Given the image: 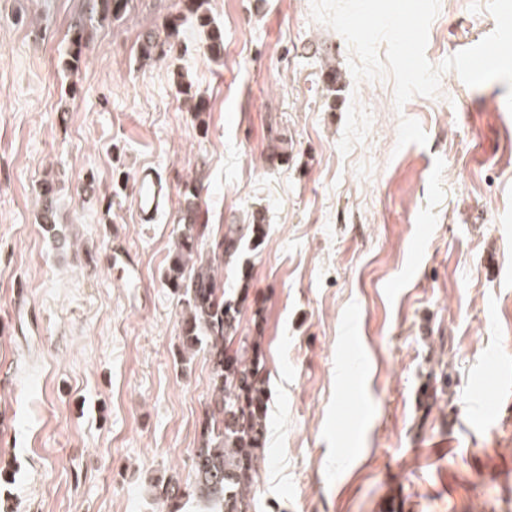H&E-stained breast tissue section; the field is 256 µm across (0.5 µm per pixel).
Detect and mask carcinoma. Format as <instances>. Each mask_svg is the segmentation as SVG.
<instances>
[{
	"label": "carcinoma",
	"instance_id": "1",
	"mask_svg": "<svg viewBox=\"0 0 512 512\" xmlns=\"http://www.w3.org/2000/svg\"><path fill=\"white\" fill-rule=\"evenodd\" d=\"M101 12L118 21L131 0H92ZM209 0H173L172 11L159 25L146 29L137 43L138 58L157 61L177 48L186 19L208 31L207 49L213 58L224 56V29L209 13ZM180 92L190 111H208L203 95L190 82ZM201 180L183 181L179 234L170 250L163 279L182 307L180 349L203 351L211 373L207 411L200 421L199 447L192 457L193 480L185 488L163 481L153 486L167 512H180L181 500L194 498L210 512H251L258 468L264 459L269 395L262 347L261 305H256L255 335L242 332L240 307L249 297L247 267L240 269L245 287L232 296L224 289V263L238 261L243 241L260 246L265 239L262 217L250 224L211 227L203 223ZM51 181L41 182L42 222L55 223Z\"/></svg>",
	"mask_w": 512,
	"mask_h": 512
}]
</instances>
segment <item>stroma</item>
Returning a JSON list of instances; mask_svg holds the SVG:
<instances>
[{"mask_svg":"<svg viewBox=\"0 0 512 512\" xmlns=\"http://www.w3.org/2000/svg\"><path fill=\"white\" fill-rule=\"evenodd\" d=\"M171 3L132 0L115 22L87 0H0V512H166L154 482H191L210 365L180 358L163 271L192 174L208 223L266 227L244 253L263 320L240 314L269 373L256 512H512L507 85L450 70L396 108L391 75L355 80L311 0H210L222 60L190 22L170 57L140 62L143 25ZM495 26L486 0H440L426 57ZM404 116L427 145L397 148ZM147 165L172 190L155 224L134 203ZM116 246L136 284L112 268ZM492 365L502 410L471 420Z\"/></svg>","mask_w":512,"mask_h":512,"instance_id":"obj_1","label":"stroma"}]
</instances>
